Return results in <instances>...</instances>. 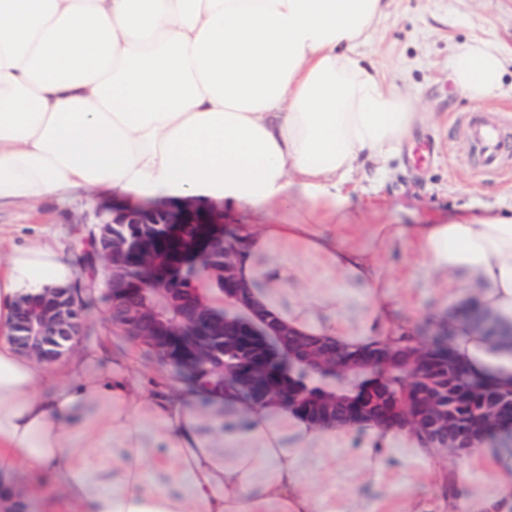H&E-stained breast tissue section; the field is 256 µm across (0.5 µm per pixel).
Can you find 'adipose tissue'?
Listing matches in <instances>:
<instances>
[{"label":"adipose tissue","instance_id":"1","mask_svg":"<svg viewBox=\"0 0 512 512\" xmlns=\"http://www.w3.org/2000/svg\"><path fill=\"white\" fill-rule=\"evenodd\" d=\"M390 0H0V207L83 191L131 202L175 199L279 212L245 228L237 257L246 282L274 245L320 260L328 277L366 282L380 340L392 295L369 258L408 241L436 272L474 278L451 293L449 351L474 379L512 389V214L445 224L368 225V251L324 233L354 221L344 185L370 159L398 154L422 121L411 99L386 89L360 47ZM508 59L476 40L448 60L470 99L498 97ZM287 263L256 289L289 326L350 347L370 343L283 308ZM70 258L48 243L0 260V512H375L358 497L305 488L311 470L340 482L336 452L350 431L316 425L286 403H257L198 381L149 386L134 358L92 368L94 351L50 367L18 351L15 303L69 287ZM364 464L376 477L405 450L435 456L409 429H364ZM494 495L481 512H512V429L477 441ZM30 477L18 485L19 473Z\"/></svg>","mask_w":512,"mask_h":512}]
</instances>
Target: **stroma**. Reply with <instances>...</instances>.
Listing matches in <instances>:
<instances>
[{
  "label": "stroma",
  "instance_id": "stroma-1",
  "mask_svg": "<svg viewBox=\"0 0 512 512\" xmlns=\"http://www.w3.org/2000/svg\"><path fill=\"white\" fill-rule=\"evenodd\" d=\"M474 39L490 40L512 52V0H391L389 17L364 48L376 63L387 87L414 100L425 120L411 132L399 157L385 167L367 163L349 183L352 206L367 224H440L463 213L485 209H512V154L503 157L496 175H485L478 153L470 145L465 122L474 106L448 77V57ZM116 198H102L87 206L80 195L48 199L38 204L20 203L0 209V258L17 246L47 242L72 256L73 286L84 314L78 345L101 350L97 365L108 368L113 360L135 353L138 371L146 377H177L169 363L159 360L109 322L108 271L103 262L89 263L88 253L103 213L121 207ZM284 257L293 268L284 303L293 306L325 287L320 266L306 264L299 253L276 249L270 258ZM387 272L398 302L395 317L405 322L420 346L433 343L437 327L432 309L442 307L448 288L419 251L401 243L390 244L377 256ZM366 284L337 279L341 305L336 320L351 334L372 330ZM363 435L353 431L340 457L351 472L347 493L380 501L384 512L410 499L439 501L442 496L482 500L493 493L486 479V464L446 452L440 467L446 480L437 488L426 471L396 454L389 461L390 477L376 479L358 473Z\"/></svg>",
  "mask_w": 512,
  "mask_h": 512
}]
</instances>
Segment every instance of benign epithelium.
<instances>
[{
    "mask_svg": "<svg viewBox=\"0 0 512 512\" xmlns=\"http://www.w3.org/2000/svg\"><path fill=\"white\" fill-rule=\"evenodd\" d=\"M123 224H159L162 233L141 230L134 235L121 230ZM182 224H201L204 234L199 253L209 257L208 268L224 286V303L238 311L236 315L216 313L194 288L174 284V273L158 266L157 256L166 243L180 234ZM220 224L215 213L202 214L192 204L182 208L156 205L139 209H117L101 219L94 241L101 242L89 254V262L102 258L110 271L109 320L136 339L148 341L163 356L175 354L191 365H207L224 359V337L244 336L250 342L268 341L285 352L288 367L312 374L346 372L356 367L367 369L383 365H402L417 382L430 371L428 351L409 343L376 344L358 354L351 366L348 353L336 343L297 331L258 306L251 286L241 279L237 253L238 239L216 234ZM157 276L159 300L148 298L145 288L133 273ZM18 320L10 337L25 355L52 364L74 345L82 330L81 306L71 288H46L21 299ZM236 385L258 400L276 398L305 412L318 424L352 426L367 420L390 427H411L433 448L451 449L460 455L474 440L492 427L512 423V406L489 408L466 426L437 403L438 397L412 385L409 396L385 395L388 402L373 411L368 394L356 393L342 399L333 392L311 402H301L294 390L278 380L266 361L240 362L231 368Z\"/></svg>",
    "mask_w": 512,
    "mask_h": 512,
    "instance_id": "1",
    "label": "benign epithelium"
}]
</instances>
